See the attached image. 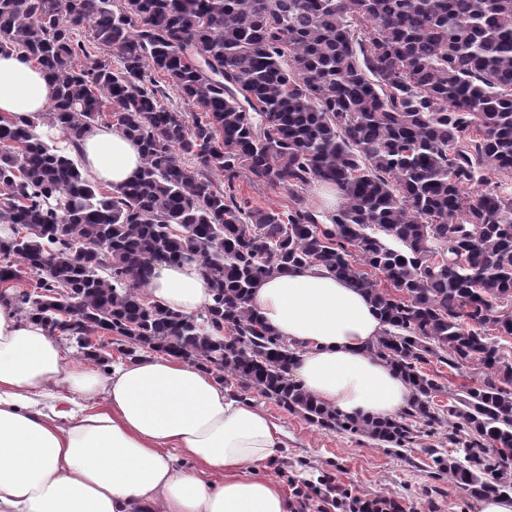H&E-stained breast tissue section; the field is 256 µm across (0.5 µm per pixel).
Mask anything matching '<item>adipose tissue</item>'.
Instances as JSON below:
<instances>
[{
	"label": "adipose tissue",
	"mask_w": 512,
	"mask_h": 512,
	"mask_svg": "<svg viewBox=\"0 0 512 512\" xmlns=\"http://www.w3.org/2000/svg\"><path fill=\"white\" fill-rule=\"evenodd\" d=\"M53 95L34 62L0 55L1 115L39 122ZM81 149L97 182L121 185L141 166L138 144L113 129L94 128ZM139 292L185 315L211 302L193 264L154 268ZM251 306L298 344L293 378L340 414L389 418L408 406V382L367 351L384 326L350 283L294 268L262 282ZM60 389L82 401L65 424L42 406ZM280 446L278 425L197 364L146 356L103 374L0 303V512H294L257 474Z\"/></svg>",
	"instance_id": "ef3b65f1"
}]
</instances>
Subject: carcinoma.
Masks as SVG:
<instances>
[{
    "instance_id": "obj_1",
    "label": "carcinoma",
    "mask_w": 512,
    "mask_h": 512,
    "mask_svg": "<svg viewBox=\"0 0 512 512\" xmlns=\"http://www.w3.org/2000/svg\"><path fill=\"white\" fill-rule=\"evenodd\" d=\"M86 27L118 67L75 38ZM17 51L54 83L40 125L64 145L0 116V300L107 372L112 343L164 352L399 448L446 422L459 456L439 469L512 495V350L492 337H512V193L492 180L512 175V0H0V54ZM158 75L195 111L169 108ZM102 123L143 152L107 193L80 163ZM213 172L282 186L288 209H252ZM313 183L337 210L307 203ZM190 245L211 304L145 302L138 281ZM311 266L369 295L384 324L369 352L409 381L405 415L342 416L293 380L295 349L250 299ZM27 270L34 289L19 290ZM430 357L483 377L441 406Z\"/></svg>"
}]
</instances>
